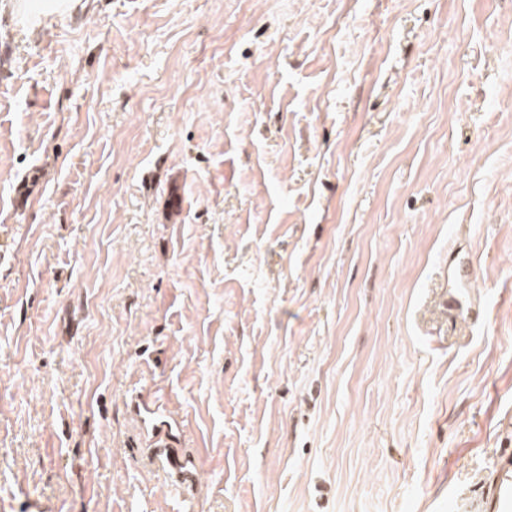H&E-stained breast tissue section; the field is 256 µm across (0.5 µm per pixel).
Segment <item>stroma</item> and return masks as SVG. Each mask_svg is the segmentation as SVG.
Here are the masks:
<instances>
[{
	"mask_svg": "<svg viewBox=\"0 0 512 512\" xmlns=\"http://www.w3.org/2000/svg\"><path fill=\"white\" fill-rule=\"evenodd\" d=\"M18 3L0 512L479 497L512 453V0ZM137 396L195 459L181 498ZM448 271L453 281L452 288H471L474 275L473 261L467 254L458 252L451 255Z\"/></svg>",
	"mask_w": 512,
	"mask_h": 512,
	"instance_id": "1",
	"label": "stroma"
}]
</instances>
